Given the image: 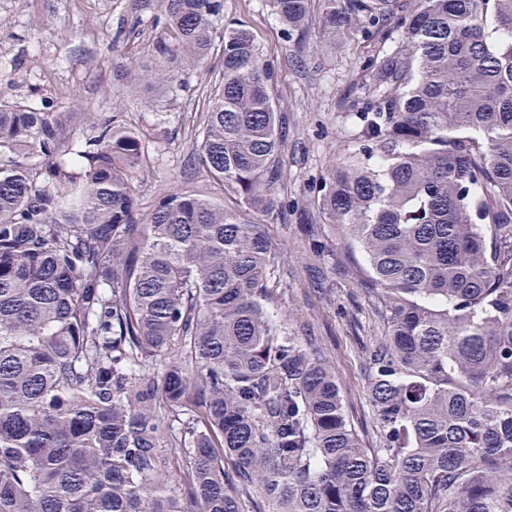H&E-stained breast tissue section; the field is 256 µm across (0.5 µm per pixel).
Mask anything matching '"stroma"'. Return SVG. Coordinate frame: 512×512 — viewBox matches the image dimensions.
Masks as SVG:
<instances>
[{"label": "stroma", "instance_id": "stroma-1", "mask_svg": "<svg viewBox=\"0 0 512 512\" xmlns=\"http://www.w3.org/2000/svg\"><path fill=\"white\" fill-rule=\"evenodd\" d=\"M224 17L246 22L262 53L277 64L274 93L289 129L278 193L288 203V217L252 212L248 218L264 225L272 241L278 305L295 315L290 330L325 351L353 426L364 447H374L365 347L379 335L381 320L346 244L312 199L323 171L358 142L351 104L368 79L364 62L378 44L331 35L316 18L308 49L298 54L283 38L269 0H224ZM130 19L128 0H0V73L12 75L18 98L49 101L58 112H119L140 130L149 155L136 185L141 215L152 211L160 193L183 188L233 206L232 195L193 160L220 52L183 72L185 87L177 92L131 87L123 74L153 67L156 30L146 19L130 38L113 43L117 28Z\"/></svg>", "mask_w": 512, "mask_h": 512}]
</instances>
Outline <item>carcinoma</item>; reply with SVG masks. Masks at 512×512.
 Instances as JSON below:
<instances>
[{"instance_id":"obj_1","label":"carcinoma","mask_w":512,"mask_h":512,"mask_svg":"<svg viewBox=\"0 0 512 512\" xmlns=\"http://www.w3.org/2000/svg\"><path fill=\"white\" fill-rule=\"evenodd\" d=\"M313 2L270 0L300 53ZM323 2L381 43L316 186L383 321L376 447L244 216L288 207L275 61L224 0H130L158 29L133 85L182 87L220 39L195 159L235 207L177 190L143 218L121 113L0 92V512H512V0Z\"/></svg>"}]
</instances>
